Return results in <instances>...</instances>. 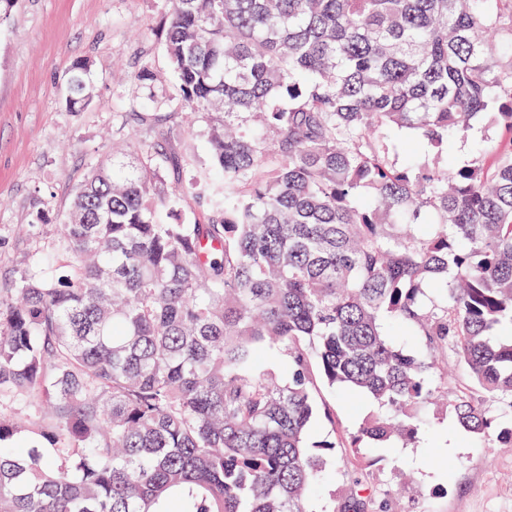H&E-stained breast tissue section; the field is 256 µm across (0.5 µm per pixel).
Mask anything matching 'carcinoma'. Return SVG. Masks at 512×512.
I'll list each match as a JSON object with an SVG mask.
<instances>
[{
    "mask_svg": "<svg viewBox=\"0 0 512 512\" xmlns=\"http://www.w3.org/2000/svg\"><path fill=\"white\" fill-rule=\"evenodd\" d=\"M162 34L132 106L196 113L208 160L187 185L152 145L95 165L57 252L0 292V512H315L320 380L377 404L356 464L440 397L512 446L484 405L512 409V0H168ZM93 85L75 62L67 111ZM486 116L497 138L450 167ZM401 131L433 162H394ZM187 199L206 223L178 221ZM369 477L330 512H388Z\"/></svg>",
    "mask_w": 512,
    "mask_h": 512,
    "instance_id": "carcinoma-1",
    "label": "carcinoma"
}]
</instances>
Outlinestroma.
<instances>
[{"instance_id": "35a3bbf8", "label": "stroma", "mask_w": 512, "mask_h": 512, "mask_svg": "<svg viewBox=\"0 0 512 512\" xmlns=\"http://www.w3.org/2000/svg\"><path fill=\"white\" fill-rule=\"evenodd\" d=\"M164 0H19L0 26V291L54 250L55 227L68 213L92 166L113 148L156 144L158 127L142 125L123 80L143 59L165 70L160 26ZM89 61L96 106L68 112L60 86L72 64ZM333 420L316 415L314 441H341L374 404L325 387ZM410 447L394 443L374 468L371 493L390 497L405 480L422 493L402 512H512V449L468 434L443 408L421 412Z\"/></svg>"}]
</instances>
